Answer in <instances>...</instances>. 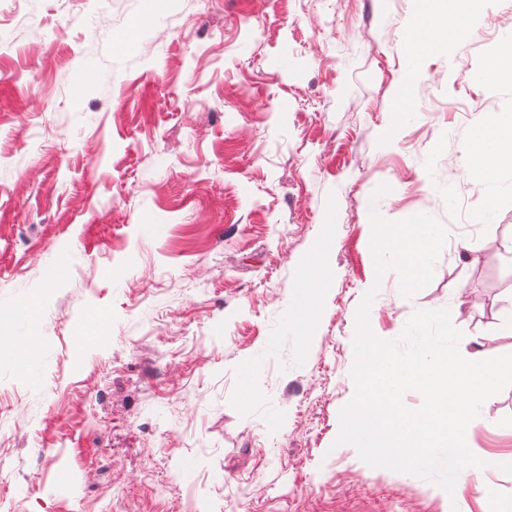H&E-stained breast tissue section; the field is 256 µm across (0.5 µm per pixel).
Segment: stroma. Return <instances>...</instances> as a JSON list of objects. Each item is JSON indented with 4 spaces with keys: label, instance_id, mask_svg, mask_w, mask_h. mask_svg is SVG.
Segmentation results:
<instances>
[{
    "label": "stroma",
    "instance_id": "obj_1",
    "mask_svg": "<svg viewBox=\"0 0 512 512\" xmlns=\"http://www.w3.org/2000/svg\"><path fill=\"white\" fill-rule=\"evenodd\" d=\"M424 11L448 17L0 0V512H447L433 482L334 444L371 281L377 338L446 309L464 358L512 354V173L490 223L466 173L474 128L512 113V0L412 69ZM375 212L448 231L412 297L375 277ZM316 256L314 319L285 323ZM466 441L494 466L455 497L491 512L483 485L512 494V386Z\"/></svg>",
    "mask_w": 512,
    "mask_h": 512
}]
</instances>
